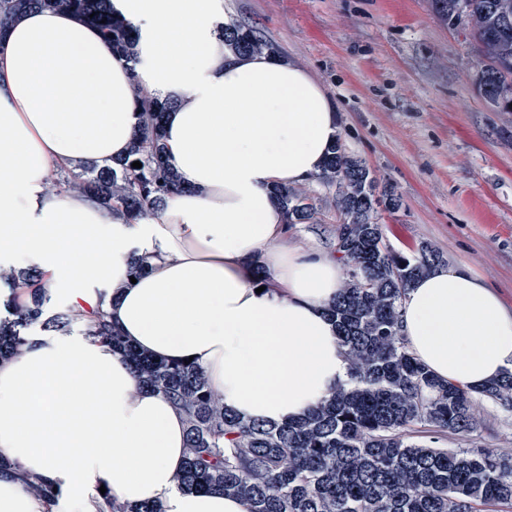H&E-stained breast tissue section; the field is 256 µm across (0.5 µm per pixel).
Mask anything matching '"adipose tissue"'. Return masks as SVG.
<instances>
[{
	"label": "adipose tissue",
	"instance_id": "1",
	"mask_svg": "<svg viewBox=\"0 0 512 512\" xmlns=\"http://www.w3.org/2000/svg\"><path fill=\"white\" fill-rule=\"evenodd\" d=\"M112 9L137 29L133 61L69 13L29 10L0 36V264L39 267L49 295L72 308L97 305L96 286L112 284L104 305L130 343L193 359L242 417H300L347 377L326 314L342 266L291 243L270 188L320 172L339 138L337 109L295 61L231 54L219 36L224 0ZM135 81L171 104L166 144L185 185L144 224L47 189L56 164L126 155ZM144 251L152 266L131 280L128 258ZM401 320L438 379L473 389L512 367V312L469 271L417 279ZM185 445L182 414L91 337L36 336L0 361V454L57 487L66 512H94L101 488L163 512H246L217 491L179 490Z\"/></svg>",
	"mask_w": 512,
	"mask_h": 512
}]
</instances>
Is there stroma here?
<instances>
[{"mask_svg":"<svg viewBox=\"0 0 512 512\" xmlns=\"http://www.w3.org/2000/svg\"><path fill=\"white\" fill-rule=\"evenodd\" d=\"M224 15L257 25L325 88L344 151L403 200L381 215L391 248L432 243L512 309V121L480 92L475 43L441 23L429 0H224ZM304 188L316 214L290 225L293 240L332 249L335 191L312 180ZM478 410L476 431L441 447L512 453V415L489 401Z\"/></svg>","mask_w":512,"mask_h":512,"instance_id":"obj_1","label":"stroma"}]
</instances>
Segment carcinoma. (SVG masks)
Here are the masks:
<instances>
[{
    "label": "carcinoma",
    "instance_id": "cac0c4a2",
    "mask_svg": "<svg viewBox=\"0 0 512 512\" xmlns=\"http://www.w3.org/2000/svg\"><path fill=\"white\" fill-rule=\"evenodd\" d=\"M512 0H430L448 27L475 41L485 60L476 80L497 111L512 114V35L498 32L495 5ZM29 8L80 15L98 27L114 55L134 57L133 23L112 13L111 0H0V35ZM233 54H279L257 28L239 20L220 27ZM141 127L128 154L117 160L87 161L77 169H53L49 188L95 200L109 217L128 224L152 221L180 188L169 160L163 117L171 107L135 84ZM142 167L134 168L132 163ZM315 179L336 188L343 223L336 228L335 253L346 271L339 299L328 308L350 362L348 380L305 416L282 423L247 420L224 408L194 363L144 353L131 345L101 308L108 291L97 292L93 309L51 315L45 274L33 267L0 268L10 289L0 304V359L19 354L36 327L67 332L76 327L126 359L143 386L162 394L185 417L187 448L179 488L220 490L242 500L247 512H512V454L488 448L450 451L443 436L467 437L477 428V400H490L512 413V368L480 389L436 378L410 352L400 333L405 293L418 276L445 263L423 242L411 254L389 248L379 216L396 212L401 198L364 162L333 145ZM285 223L313 219L310 197L275 186ZM152 255H134L130 274L151 267ZM27 490L53 512L58 494L37 475ZM96 512H162L157 504L131 505L100 494Z\"/></svg>",
    "mask_w": 512,
    "mask_h": 512
}]
</instances>
